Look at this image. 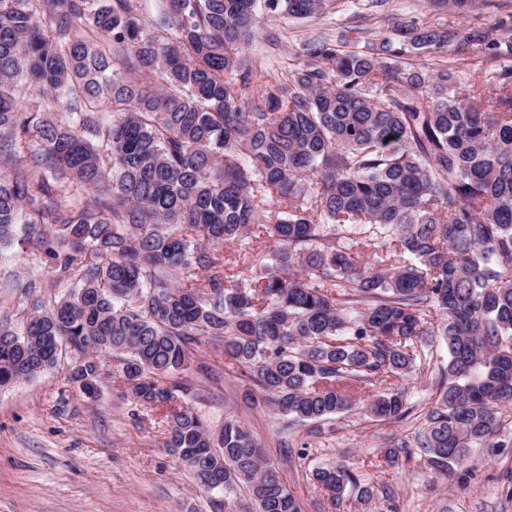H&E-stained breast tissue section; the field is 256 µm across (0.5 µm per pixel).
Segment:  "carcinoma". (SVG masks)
I'll return each mask as SVG.
<instances>
[{
  "label": "carcinoma",
  "instance_id": "obj_1",
  "mask_svg": "<svg viewBox=\"0 0 512 512\" xmlns=\"http://www.w3.org/2000/svg\"><path fill=\"white\" fill-rule=\"evenodd\" d=\"M155 2L148 22L142 0H0V247L24 229L75 285L23 335L0 328V386L72 346L67 382L96 398L112 358L131 401L168 407L165 447L214 512L239 486L247 512H303L240 421L211 430L169 406L194 392L164 378L221 339L274 412L327 435L357 404L406 418L401 381L440 336L420 447L436 473L470 471L471 449L512 429V69L475 85L403 59L495 60L512 29L413 18L380 32V54L309 40L293 73L259 81L244 53L261 11L316 19L340 0ZM60 107L68 123L44 118ZM245 235L267 240L261 261L224 258ZM312 480L370 496L343 466Z\"/></svg>",
  "mask_w": 512,
  "mask_h": 512
}]
</instances>
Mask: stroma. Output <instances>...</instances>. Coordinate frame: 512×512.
I'll use <instances>...</instances> for the list:
<instances>
[{
	"label": "stroma",
	"mask_w": 512,
	"mask_h": 512,
	"mask_svg": "<svg viewBox=\"0 0 512 512\" xmlns=\"http://www.w3.org/2000/svg\"><path fill=\"white\" fill-rule=\"evenodd\" d=\"M403 17L437 27L461 24L500 34V22L512 21V0H497L461 18L425 9L423 0H396ZM387 19L369 0H345L335 16L322 20L263 17L247 51L255 74L286 72L297 64L304 41L355 43L370 50ZM364 28L355 39L353 27ZM39 281L40 299L68 295L70 281L53 276L28 244L0 249V327L22 333L32 303L25 296L30 281ZM427 369L403 385L411 409L399 422L377 423L361 410L336 419L324 438L309 426L273 413L260 402L245 400L249 379L224 358L221 341L195 345L182 379L194 385L189 406L212 430L225 420L243 423L267 450L305 512H512V434L493 439L473 452L468 483L430 471L421 448L412 440L433 405L439 370L448 364V349L434 341ZM163 408L141 406L124 394L120 377L107 380L98 399H87L69 384L62 368L37 378L0 387V512H212L193 473L169 454ZM410 442L409 455L384 460L387 448ZM341 464L371 489L369 500L348 491L330 503L312 481L318 466Z\"/></svg>",
	"instance_id": "35a3bbf8"
}]
</instances>
